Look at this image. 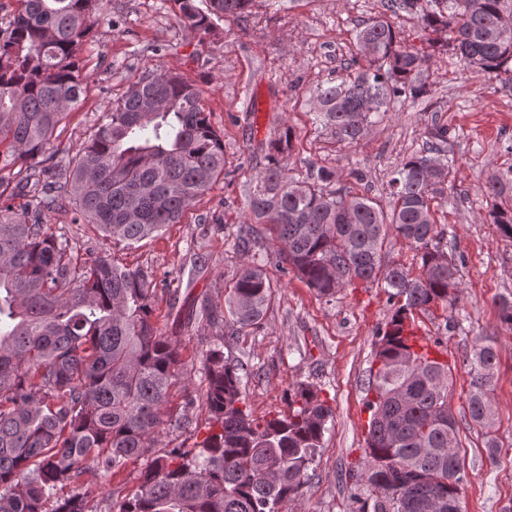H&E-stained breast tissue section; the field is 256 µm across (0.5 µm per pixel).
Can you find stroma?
<instances>
[{
    "mask_svg": "<svg viewBox=\"0 0 512 512\" xmlns=\"http://www.w3.org/2000/svg\"><path fill=\"white\" fill-rule=\"evenodd\" d=\"M380 0H255L250 13L222 21L214 36L199 43L176 17L172 0H103L99 20L80 51L90 79L83 101L55 133L57 157L85 141L113 101L145 71L181 73L203 92L212 127L224 139V153L235 168L233 184L217 182L158 237L127 248L105 247L92 225L76 224L68 212L46 213L51 232L68 237L73 255L85 261L102 250L155 276L179 279L177 304L159 294V325L182 349L186 387L172 396L170 414H188L193 424L161 428L165 449L191 450L207 436L205 376L201 359L216 344L243 362L249 376L244 397L254 416L288 410L290 384L309 382L334 410L324 446L294 512H357V489L344 481L346 470L364 469L369 415L364 382L372 365L379 329L393 306L375 284L355 282L323 297L297 278L283 275L278 242L265 235L266 270L279 286L276 302L259 329L228 338L223 324L189 323L176 311L208 301L224 311V283L248 257L238 252L231 234L244 221V195L267 160L268 143L280 129L294 132L291 162L295 170L324 167L334 171L333 187L388 202L392 171L421 147L432 124L448 128V156L455 180L445 188L434 217L449 247L461 257L455 307L434 304L414 314L413 332L425 347L440 345L452 367L448 405L460 430L464 462V512H512V329L502 325L496 302L512 294V239L487 216L485 187L491 176L512 167V89L477 73L451 53L419 41L407 14L390 21L408 43L429 55L428 99L405 103L353 144H337L317 119V91L327 78L343 74L356 51V34L381 12ZM368 176L355 182L354 167ZM496 341L498 370L490 396L496 424L491 436L499 462L490 465L484 436L466 418L469 367L476 337ZM193 407H185L186 396ZM141 464L131 463L113 476L84 473L76 488L91 512H111L140 484Z\"/></svg>",
    "mask_w": 512,
    "mask_h": 512,
    "instance_id": "obj_1",
    "label": "stroma"
}]
</instances>
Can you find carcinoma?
<instances>
[{
    "mask_svg": "<svg viewBox=\"0 0 512 512\" xmlns=\"http://www.w3.org/2000/svg\"><path fill=\"white\" fill-rule=\"evenodd\" d=\"M0 29V512H89L76 492L62 494L91 468L112 476L151 456L140 485L115 512H288L309 481L333 410L320 390L289 385L288 413L255 418L244 399L246 366L215 345L203 356L209 435L200 448L159 449L172 390L185 385L180 346L153 321L157 290L176 300L174 280H156L103 250L74 261L69 238L47 231L42 214L70 211L72 223L132 247L179 223L218 179L231 183L224 139L211 126L201 92L164 71L138 79L112 104L89 139L65 161L44 166L55 131L79 103L89 75L78 48L103 0H17ZM253 0H174L182 24L200 37L238 19ZM386 10L416 19L421 36L451 49L484 74L512 82V17L505 0H386ZM367 66L351 58L344 77L319 88L320 118L336 141L354 143L367 126L426 96L427 56L400 44L385 17L358 32ZM293 132L270 143L267 165L245 198L235 247L243 252L276 234L288 272L321 296L356 281L384 285L395 305L378 332L364 400L367 467L349 473L368 490L358 512H463L459 429L448 407L451 369L412 349L405 331L414 311L453 305L459 265L440 245L432 202L451 183L448 128H430L426 145L394 169L388 207L350 189L328 191L334 172L294 174ZM512 168L488 181L489 220L512 238ZM27 198L17 213L10 200ZM415 245L420 273L385 257L391 235ZM278 287L252 259L224 289L226 335L261 325ZM495 340L473 346L468 416L490 437L489 387Z\"/></svg>",
    "mask_w": 512,
    "mask_h": 512,
    "instance_id": "carcinoma-1",
    "label": "carcinoma"
}]
</instances>
